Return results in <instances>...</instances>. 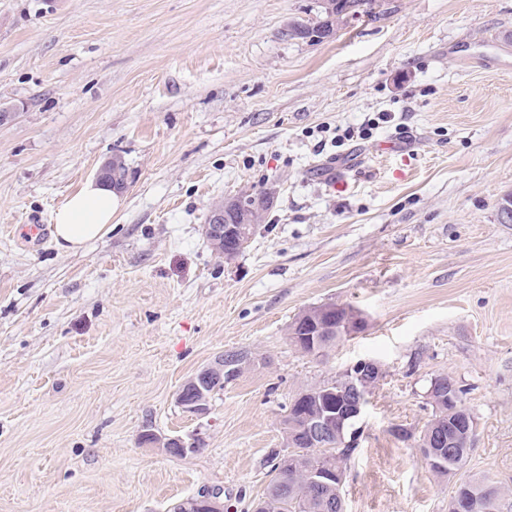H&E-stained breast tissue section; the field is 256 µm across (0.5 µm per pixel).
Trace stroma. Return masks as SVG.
<instances>
[{
    "label": "stroma",
    "instance_id": "35a3bbf8",
    "mask_svg": "<svg viewBox=\"0 0 512 512\" xmlns=\"http://www.w3.org/2000/svg\"><path fill=\"white\" fill-rule=\"evenodd\" d=\"M379 11L311 42L285 31L316 0H0V512H170L205 488L252 512L292 398L360 360L383 377L346 512H448L474 475L512 489V0ZM116 155L111 233L60 250L55 210ZM269 187L217 257L211 206ZM327 303L367 326L304 355L287 326ZM237 350L256 366L185 413L182 383ZM437 375L477 425L449 478L413 440ZM148 437L150 438L151 443H155L158 445V447L163 448L167 453L171 454L175 452L177 449L180 448H186L185 450H182V452H178L175 454H171L174 456H183L187 453L196 452L199 450V448H202V445L204 444L203 441H200L198 445L193 446L196 444L197 440L199 438H191L190 441H186L184 438L176 436V437H158L153 433H148ZM192 448H188L191 447Z\"/></svg>",
    "mask_w": 512,
    "mask_h": 512
}]
</instances>
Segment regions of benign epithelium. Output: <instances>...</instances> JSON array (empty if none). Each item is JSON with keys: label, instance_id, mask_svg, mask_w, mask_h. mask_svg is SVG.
I'll use <instances>...</instances> for the list:
<instances>
[{"label": "benign epithelium", "instance_id": "7a95c632", "mask_svg": "<svg viewBox=\"0 0 512 512\" xmlns=\"http://www.w3.org/2000/svg\"><path fill=\"white\" fill-rule=\"evenodd\" d=\"M253 211L255 206L251 204V196L247 192L218 201L211 207L203 230L218 257L225 258L230 252L238 255L245 249L255 228L254 223L246 221V217ZM325 312L323 308L307 309L301 313L296 320L292 339L315 350L321 346L325 336L342 334L352 337L358 335L357 329L366 326V319L360 312L347 314L339 326L334 319L323 317ZM252 365L254 361L245 352L218 355L183 383L176 397L177 404L192 415L208 414L214 388L224 384L226 379H237ZM380 379L381 368L376 362L360 360L336 375L329 383L301 394L293 404L295 413L286 421L285 446L289 447V452L284 467L297 469L299 459L295 450L300 446L306 449L336 446V460L304 472L306 483L322 492L328 506L333 509L336 508L333 494L340 493L345 478V471L339 462L342 449L355 446L360 433L356 424ZM425 398L433 404L448 403L451 411L458 414L455 421L457 428L471 435L476 433L475 419L465 407L455 382L431 378ZM148 437L150 442L169 454L197 442L195 438L187 441L179 436L162 438L153 433L148 434ZM429 442L426 463L434 469L446 467L448 439L445 432L430 433ZM453 508L456 512H485L487 504L470 496L462 501H454ZM195 509L200 512H224V502L216 493H204L198 498L179 502L175 512H193Z\"/></svg>", "mask_w": 512, "mask_h": 512}]
</instances>
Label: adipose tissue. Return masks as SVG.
I'll list each match as a JSON object with an SVG mask.
<instances>
[{"label":"adipose tissue","instance_id":"adipose-tissue-1","mask_svg":"<svg viewBox=\"0 0 512 512\" xmlns=\"http://www.w3.org/2000/svg\"><path fill=\"white\" fill-rule=\"evenodd\" d=\"M117 202V191L109 182L98 179L69 195L53 217L58 247L68 253L76 252L109 234Z\"/></svg>","mask_w":512,"mask_h":512}]
</instances>
